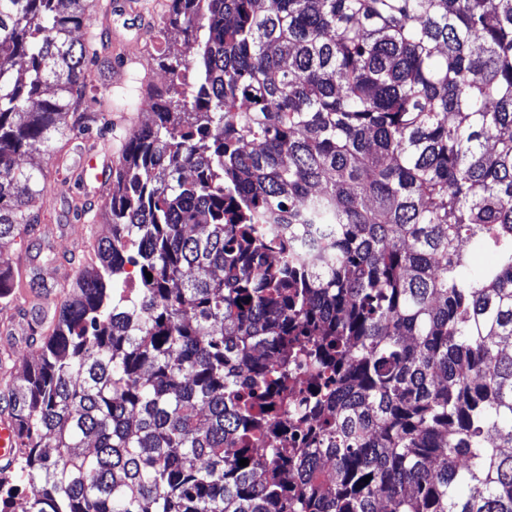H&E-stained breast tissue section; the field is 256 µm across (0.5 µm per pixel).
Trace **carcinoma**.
<instances>
[{
    "label": "carcinoma",
    "mask_w": 512,
    "mask_h": 512,
    "mask_svg": "<svg viewBox=\"0 0 512 512\" xmlns=\"http://www.w3.org/2000/svg\"><path fill=\"white\" fill-rule=\"evenodd\" d=\"M152 9L185 51L150 54L100 236L60 173L131 123L89 96L112 0H0V240L59 195L98 260L0 354V512H512V0ZM34 276L0 259L3 326ZM17 424L11 414L0 416V466L10 465L20 452Z\"/></svg>",
    "instance_id": "cac0c4a2"
}]
</instances>
